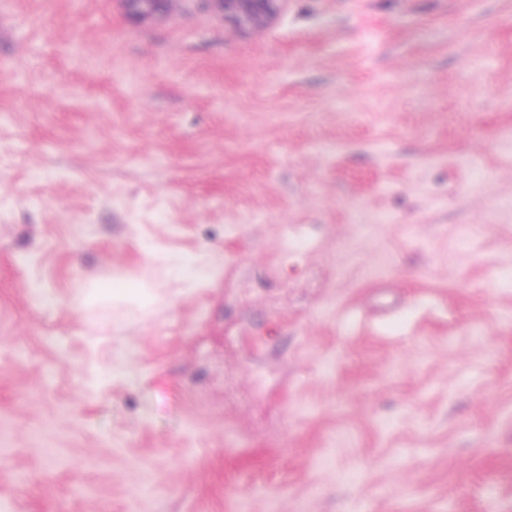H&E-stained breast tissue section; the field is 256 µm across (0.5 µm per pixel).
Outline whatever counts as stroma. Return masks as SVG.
<instances>
[{"label": "stroma", "mask_w": 512, "mask_h": 512, "mask_svg": "<svg viewBox=\"0 0 512 512\" xmlns=\"http://www.w3.org/2000/svg\"><path fill=\"white\" fill-rule=\"evenodd\" d=\"M0 512H512V0H0ZM126 15L142 22L168 14L182 0H119ZM235 29L266 28L284 9L288 0H198Z\"/></svg>", "instance_id": "1"}]
</instances>
